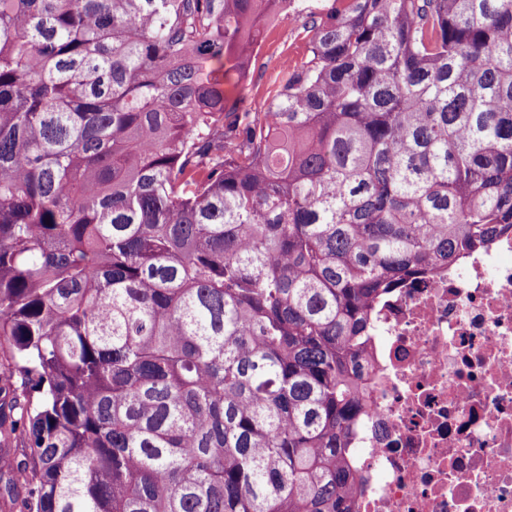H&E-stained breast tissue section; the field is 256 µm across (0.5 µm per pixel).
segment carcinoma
<instances>
[{"label":"carcinoma","instance_id":"carcinoma-1","mask_svg":"<svg viewBox=\"0 0 512 512\" xmlns=\"http://www.w3.org/2000/svg\"><path fill=\"white\" fill-rule=\"evenodd\" d=\"M0 0V512H350L392 288L512 231V0ZM301 23L298 17L286 12L272 18L270 32L249 64L246 98L251 112H265L271 104L279 85L283 57L296 65L307 59L309 42Z\"/></svg>","mask_w":512,"mask_h":512}]
</instances>
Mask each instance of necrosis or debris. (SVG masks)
Segmentation results:
<instances>
[{
  "mask_svg": "<svg viewBox=\"0 0 512 512\" xmlns=\"http://www.w3.org/2000/svg\"><path fill=\"white\" fill-rule=\"evenodd\" d=\"M356 512H512V233L373 312Z\"/></svg>",
  "mask_w": 512,
  "mask_h": 512,
  "instance_id": "1",
  "label": "necrosis or debris"
}]
</instances>
